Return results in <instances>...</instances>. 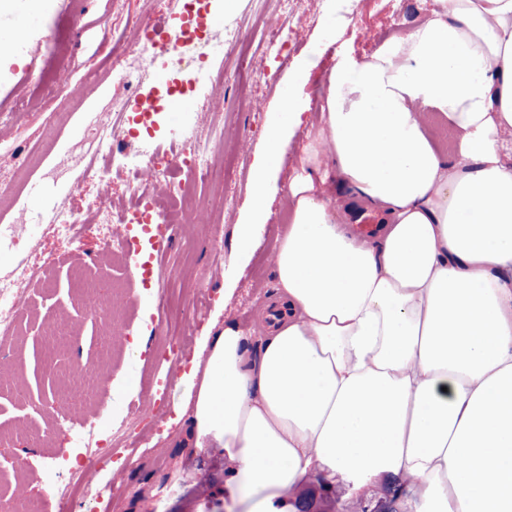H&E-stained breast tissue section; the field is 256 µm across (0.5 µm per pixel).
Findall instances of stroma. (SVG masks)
Returning <instances> with one entry per match:
<instances>
[{
  "mask_svg": "<svg viewBox=\"0 0 512 512\" xmlns=\"http://www.w3.org/2000/svg\"><path fill=\"white\" fill-rule=\"evenodd\" d=\"M51 2L37 29L28 25L35 15L29 0H15L13 13L0 15V32L18 33L27 45L18 62L0 65L1 218L26 227L24 244L0 252V276L26 264L45 271L29 288L16 336L0 343V500L23 497L28 512H131L142 498L147 512H225L224 458L214 448L176 445L174 419L188 386L169 380L171 372H182L181 361L163 360L158 352L178 335L184 359L192 358L211 321L255 323L272 292L271 258L288 221L281 204L257 231L252 252L236 261L230 255L248 216L252 166L267 126L280 117L289 72L309 66L302 90L308 109L272 181L280 196L318 122L329 72L405 32L429 14L432 0H298L284 20L291 51L274 57L273 68L242 72L238 54L228 51L201 60L208 83L223 89L220 114L192 94L191 76L158 50L159 68L187 89L188 110L159 113L147 134L166 145L179 126L194 125L207 143L213 128H223L224 190L213 193L199 181L195 192L224 222L177 225L161 254L153 237L143 236L122 257L111 255L106 231L94 219L72 240L50 235L45 222L60 206L82 211L102 197L115 213L130 205L123 174L111 175L105 188L84 163L68 158L112 108V48L102 44L101 27L124 41L140 19L172 20V0ZM276 7V0H236L228 11L224 0H210L211 14L228 13L235 34L254 41ZM53 69L68 70L72 81L84 84V97L70 100L43 88L42 77ZM154 260L163 280L149 286L135 272ZM91 287L115 295L114 309L87 310L83 298ZM135 413L142 421L126 442L123 466H94L75 430L89 419L107 440L128 428ZM92 466L95 480L72 487V474ZM112 485L121 490L116 500L96 499L94 489Z\"/></svg>",
  "mask_w": 512,
  "mask_h": 512,
  "instance_id": "35a3bbf8",
  "label": "stroma"
}]
</instances>
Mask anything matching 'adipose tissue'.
<instances>
[{
    "instance_id": "ef3b65f1",
    "label": "adipose tissue",
    "mask_w": 512,
    "mask_h": 512,
    "mask_svg": "<svg viewBox=\"0 0 512 512\" xmlns=\"http://www.w3.org/2000/svg\"><path fill=\"white\" fill-rule=\"evenodd\" d=\"M304 81L253 165L238 251L270 218ZM283 202L263 330L208 337L178 445L223 452L231 512H292L314 475L512 512V0H434L334 68ZM365 212L375 235L351 229Z\"/></svg>"
}]
</instances>
